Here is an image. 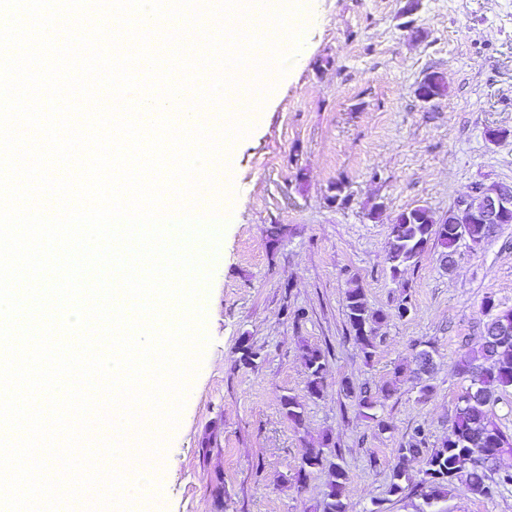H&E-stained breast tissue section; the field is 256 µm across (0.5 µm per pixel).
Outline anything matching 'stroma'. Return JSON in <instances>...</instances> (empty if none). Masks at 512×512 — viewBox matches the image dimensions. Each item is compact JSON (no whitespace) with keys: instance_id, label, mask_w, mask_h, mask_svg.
I'll return each instance as SVG.
<instances>
[{"instance_id":"stroma-1","label":"stroma","mask_w":512,"mask_h":512,"mask_svg":"<svg viewBox=\"0 0 512 512\" xmlns=\"http://www.w3.org/2000/svg\"><path fill=\"white\" fill-rule=\"evenodd\" d=\"M311 13L292 67L215 181L235 218L203 290L210 342L177 427L163 433L157 488L133 512H322L329 470L295 479L312 447L346 470L348 512H420L423 460L398 451L419 428L428 446L447 438L471 380L459 362L490 318L485 301L512 310V224L479 245L459 241L450 271L432 243L399 273L387 260L401 212L440 214L476 184L512 185V0H312ZM432 70L448 92L425 104L415 88ZM489 129L503 138L488 141ZM354 281L387 317L369 359L346 317ZM406 297L413 311L402 319ZM244 344L256 353L249 365ZM308 346L326 359L317 397L307 394ZM423 350L430 372L395 379ZM346 383L390 394L368 418ZM287 396L302 403L301 424L288 420ZM400 462L410 484L394 495ZM433 509L512 512V488L479 497L459 480Z\"/></svg>"}]
</instances>
